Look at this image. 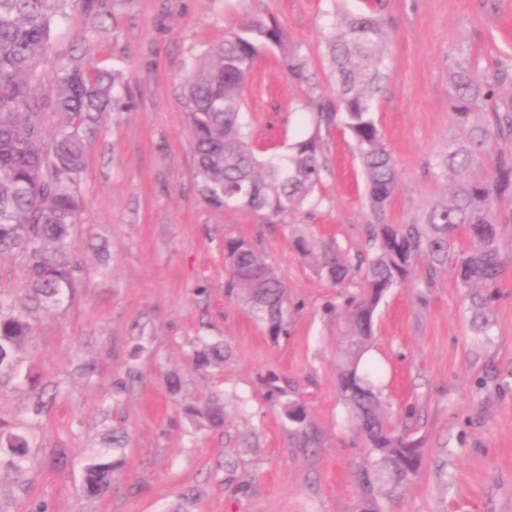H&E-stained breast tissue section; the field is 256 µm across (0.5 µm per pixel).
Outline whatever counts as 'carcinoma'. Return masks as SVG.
<instances>
[{
	"instance_id": "obj_1",
	"label": "carcinoma",
	"mask_w": 512,
	"mask_h": 512,
	"mask_svg": "<svg viewBox=\"0 0 512 512\" xmlns=\"http://www.w3.org/2000/svg\"><path fill=\"white\" fill-rule=\"evenodd\" d=\"M114 0H0V255L19 259L27 304L16 309L11 290L0 287V384L26 393L31 412L45 416L60 390L31 373L18 357L35 337L32 316L72 299L85 281V269L72 248L82 207L81 177L88 161L87 134L103 114L120 102L117 78L94 74L88 59L104 33L102 20ZM78 8L91 21L77 50L57 54L56 23ZM384 21L372 13H349L338 21L328 42L337 74L336 100L318 103L320 120L343 125L356 142L373 222L367 227V249L358 264L340 261L327 248L322 270L344 287L363 272L364 287L354 299L347 345L338 362V389L376 461L365 481L398 485L413 477L421 464L418 441L383 415L379 394L364 360L372 338L374 314L396 285L410 279L418 260L430 259L428 278L453 260L457 279L466 288H488L504 270L499 235L503 207L512 204V150L493 151L497 139L512 140V97L497 100L503 86L512 88V63L500 62L486 76L469 59L457 60L448 72L452 111L460 138L438 154L435 168L450 178L446 197L433 203L418 222L386 221L399 185L398 173L374 117V98L384 79ZM276 49L290 79L311 88L316 74L273 20L253 18L227 32L186 71L182 81L193 150L195 179L203 199L216 208L266 212L282 216L314 198L327 173L323 143L312 136L288 154H258L242 121L243 88L260 53ZM496 101L493 121L472 122L487 101ZM464 231L471 247L455 250V234ZM224 260L230 269L225 296L246 308L271 336L284 333L288 299L273 268L255 244L241 237L224 238ZM224 342L201 341L198 367L224 364ZM134 368L113 386L95 410L101 421L112 414V402L137 381ZM199 428L224 426V397L211 394L193 411ZM25 423L0 416V477L25 476L37 462L24 431ZM131 438L108 429L102 449L84 458L81 490L100 497L112 489L114 474L125 462Z\"/></svg>"
}]
</instances>
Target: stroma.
<instances>
[{"label":"stroma","mask_w":512,"mask_h":512,"mask_svg":"<svg viewBox=\"0 0 512 512\" xmlns=\"http://www.w3.org/2000/svg\"><path fill=\"white\" fill-rule=\"evenodd\" d=\"M349 12L382 16L388 32L386 78L375 118L395 162L399 187L387 218L418 221L447 192L434 157L459 134L448 69L459 57L491 73L512 60V0H343ZM332 0H120L93 52V67L125 86L118 108L88 134L83 207L73 240L86 280L71 304L42 313L21 355L34 373L59 383L52 411L28 429L40 467L31 488L0 481V512H168L179 493L195 512H512V223L503 224L506 264L487 289L493 326L478 335L474 289L450 268L392 288L374 317L365 355L375 368L383 411L407 423L421 443L417 474L391 498L362 480L371 458L338 392L348 292L333 286L294 246L306 236L347 260L365 247L371 219L362 166L343 126L318 127L313 99L336 95L326 52ZM274 16L317 75L315 89L294 84L266 51L244 90L242 119L258 149L281 154L320 135L328 171L319 206L268 223L261 215L210 206L194 181L195 161L180 82L193 58L226 31ZM252 240L288 296V333L272 339L224 296V239ZM151 341L137 366L142 380L124 395L112 423L132 440L126 463L104 496L82 494L85 456L104 430L91 417L124 376L134 324ZM223 341V366L196 369L199 339ZM98 366L85 379L82 363ZM181 388L170 395L165 375ZM275 378L283 401L266 398ZM224 394L225 424L197 428L188 410ZM303 406L316 437L302 444L284 401ZM68 448L67 467L47 461Z\"/></svg>","instance_id":"obj_1"}]
</instances>
